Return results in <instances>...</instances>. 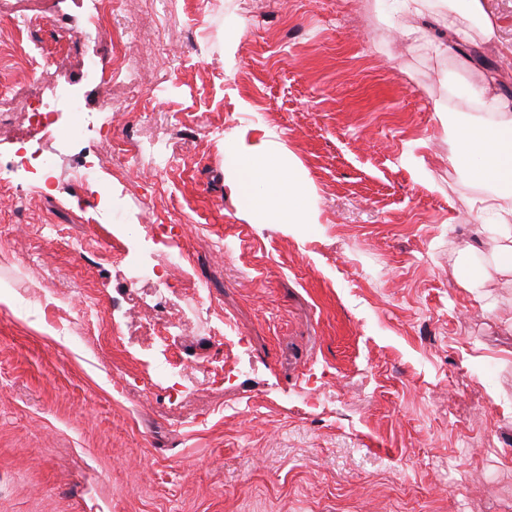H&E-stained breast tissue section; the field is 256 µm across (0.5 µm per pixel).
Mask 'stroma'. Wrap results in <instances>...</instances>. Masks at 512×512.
I'll list each match as a JSON object with an SVG mask.
<instances>
[{
  "label": "stroma",
  "instance_id": "1",
  "mask_svg": "<svg viewBox=\"0 0 512 512\" xmlns=\"http://www.w3.org/2000/svg\"><path fill=\"white\" fill-rule=\"evenodd\" d=\"M45 3L22 34L1 12L0 45L67 32L51 65L133 139L75 142L52 193L0 187V512H512V276L446 143L449 83L512 96V54L476 33L438 53L446 29L394 0H124L109 85L88 0ZM109 92L128 111H99ZM69 120L0 116V159ZM268 131L312 223L239 205L225 142ZM131 253L177 260L165 303Z\"/></svg>",
  "mask_w": 512,
  "mask_h": 512
}]
</instances>
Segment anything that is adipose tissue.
I'll list each match as a JSON object with an SVG mask.
<instances>
[{
  "label": "adipose tissue",
  "instance_id": "ef3b65f1",
  "mask_svg": "<svg viewBox=\"0 0 512 512\" xmlns=\"http://www.w3.org/2000/svg\"><path fill=\"white\" fill-rule=\"evenodd\" d=\"M410 15L435 13L450 30H458V11L480 18L484 38L495 25L483 0H396ZM470 113L451 115L448 158L464 171L476 191L468 204L472 211L491 216L492 254L496 270L512 274V98L491 91L469 97ZM224 167L232 176L243 211L261 224H304L306 186L290 164L278 137L267 132L257 144L230 138L224 149Z\"/></svg>",
  "mask_w": 512,
  "mask_h": 512
}]
</instances>
